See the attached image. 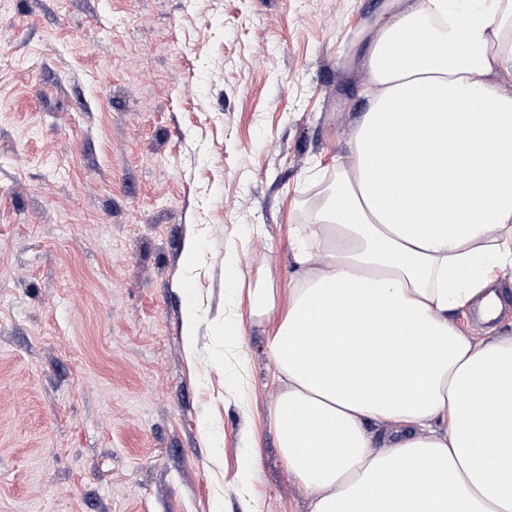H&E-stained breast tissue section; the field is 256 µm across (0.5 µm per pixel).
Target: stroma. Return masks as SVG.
<instances>
[{"label":"stroma","mask_w":512,"mask_h":512,"mask_svg":"<svg viewBox=\"0 0 512 512\" xmlns=\"http://www.w3.org/2000/svg\"><path fill=\"white\" fill-rule=\"evenodd\" d=\"M389 4L0 0V512H307L251 294L285 300Z\"/></svg>","instance_id":"1"}]
</instances>
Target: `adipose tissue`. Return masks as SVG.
<instances>
[{"label":"adipose tissue","mask_w":512,"mask_h":512,"mask_svg":"<svg viewBox=\"0 0 512 512\" xmlns=\"http://www.w3.org/2000/svg\"><path fill=\"white\" fill-rule=\"evenodd\" d=\"M391 9L348 162L295 246L269 414L308 512H512V336L450 319L512 269V0Z\"/></svg>","instance_id":"1"}]
</instances>
